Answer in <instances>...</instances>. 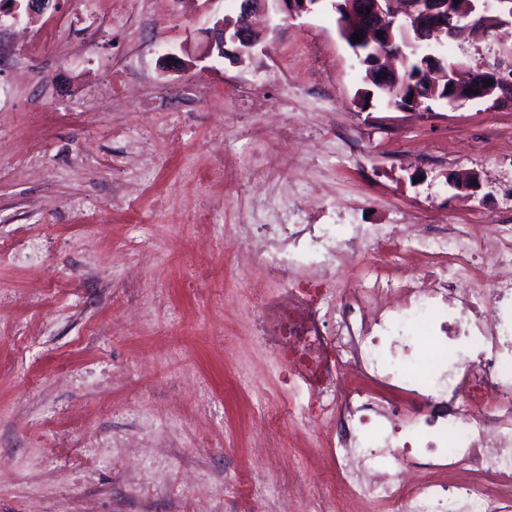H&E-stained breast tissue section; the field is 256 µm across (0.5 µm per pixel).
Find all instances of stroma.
Wrapping results in <instances>:
<instances>
[{
    "label": "stroma",
    "instance_id": "stroma-1",
    "mask_svg": "<svg viewBox=\"0 0 512 512\" xmlns=\"http://www.w3.org/2000/svg\"><path fill=\"white\" fill-rule=\"evenodd\" d=\"M236 0L0 18V512H305L333 461L254 324L247 199L323 224L512 222V109L364 98L329 0L170 68ZM512 71V28L445 40ZM478 172V197L448 178ZM264 281L261 297L252 285ZM277 454L260 490L250 471Z\"/></svg>",
    "mask_w": 512,
    "mask_h": 512
}]
</instances>
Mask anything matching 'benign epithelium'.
Returning <instances> with one entry per match:
<instances>
[{"label": "benign epithelium", "mask_w": 512, "mask_h": 512, "mask_svg": "<svg viewBox=\"0 0 512 512\" xmlns=\"http://www.w3.org/2000/svg\"><path fill=\"white\" fill-rule=\"evenodd\" d=\"M26 2V12L43 14L56 8L55 0H0V17H18L20 2ZM321 0H241L234 18H218L213 26L204 31L197 60H229L232 64H243L253 55L260 42V35L253 25V17L259 13H274L283 19L309 13ZM498 13H490L489 0H466L459 4L455 0H345L344 13L338 15L337 27L340 37L361 56V49L377 43L393 42L392 29L401 24L402 45L383 52L379 64L382 69L398 74L399 64L406 63L405 47L413 45V39H434L442 42L461 29L476 23L499 26L512 20V0H496ZM383 36H378V33ZM360 34L362 40L353 42V35ZM490 85H485V82ZM478 90L468 96L470 102L507 104L512 107V77L494 68L480 70V77L472 86ZM480 174L475 171L462 172L451 180L457 191L475 196L480 189Z\"/></svg>", "instance_id": "1"}]
</instances>
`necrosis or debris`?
Segmentation results:
<instances>
[{
	"label": "necrosis or debris",
	"instance_id": "4bbe7bcc",
	"mask_svg": "<svg viewBox=\"0 0 512 512\" xmlns=\"http://www.w3.org/2000/svg\"><path fill=\"white\" fill-rule=\"evenodd\" d=\"M242 227L286 287L258 334L303 383L291 415L336 427L337 495L309 512H512V224ZM420 250L433 263L389 273Z\"/></svg>",
	"mask_w": 512,
	"mask_h": 512
}]
</instances>
